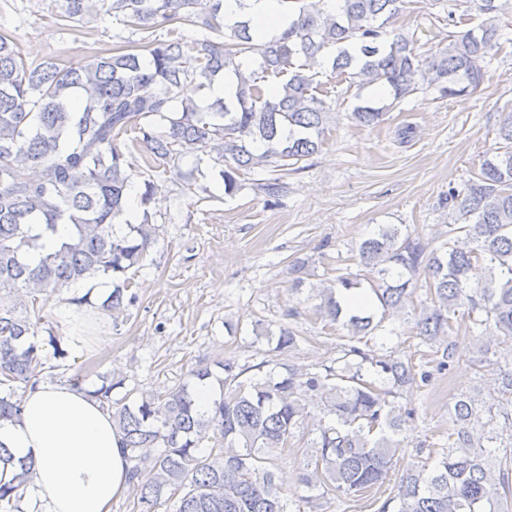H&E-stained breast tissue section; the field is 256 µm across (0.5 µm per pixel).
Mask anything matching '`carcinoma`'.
Listing matches in <instances>:
<instances>
[{
  "label": "carcinoma",
  "mask_w": 512,
  "mask_h": 512,
  "mask_svg": "<svg viewBox=\"0 0 512 512\" xmlns=\"http://www.w3.org/2000/svg\"><path fill=\"white\" fill-rule=\"evenodd\" d=\"M407 0H340L326 15L317 0H290L292 20L281 32L258 41L247 22L224 19L223 0H61L55 23L78 28L104 13L142 33L165 30L149 56L117 50L64 69L54 60L27 62L0 35V421L16 420L22 397L51 368L36 340L43 295L105 275L117 280L101 307L113 317L138 300L128 271L146 261L156 225L146 207L158 191L143 181L138 224H115L126 214L130 176L118 140L135 132L147 163L165 166L182 150L215 154L228 195L239 177L255 168L292 171L317 154L331 112L313 94L322 68L389 89L397 104L425 84L448 95L476 90L490 53L500 48L498 26L489 18L476 29L448 33V43L421 63L409 34L388 25ZM209 36L193 53L175 37L181 26ZM233 70L234 99L204 106L179 99L187 83L204 87ZM282 79L275 96L261 83ZM388 106L356 104L352 118L379 123ZM501 146L484 159L463 190L448 189V204L463 223L448 242L431 251L420 240L386 226L358 247L371 279L336 277L321 290L316 314L348 329L341 347L344 366L303 371L282 365L261 379L233 358L191 370L203 386L219 369L225 392L211 413L197 410V390L182 384L164 392L130 391L112 399L114 383L88 391L106 405L129 452V484L137 512H154L162 497H178L176 512H286L287 503L270 470L269 452L286 448L318 399L331 421L319 427L315 454L302 483L332 493L356 495L379 484L400 450L404 427L415 409L395 405L400 392L428 384L433 372L411 358L381 355L376 331L400 316L411 297L410 281L424 274L429 300L420 303L418 335L432 351L437 372L451 369L456 349L449 340L459 314L490 337H512V111L497 130ZM53 234L70 226L69 238L52 252L32 225ZM369 286L382 308L349 313L342 298ZM33 312L21 315L18 308ZM463 312H458V309ZM448 452L433 465L413 466L397 494L378 512H497L512 492V366L499 367L496 395L486 401L463 394L448 409ZM212 440L206 454L199 448ZM161 452L154 455L152 449ZM30 467L20 464L12 482L0 483V512H24L19 488Z\"/></svg>",
  "instance_id": "1"
}]
</instances>
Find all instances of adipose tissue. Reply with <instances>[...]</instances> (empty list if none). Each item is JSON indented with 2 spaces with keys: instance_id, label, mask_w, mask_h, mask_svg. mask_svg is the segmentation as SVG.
Instances as JSON below:
<instances>
[{
  "instance_id": "ef3b65f1",
  "label": "adipose tissue",
  "mask_w": 512,
  "mask_h": 512,
  "mask_svg": "<svg viewBox=\"0 0 512 512\" xmlns=\"http://www.w3.org/2000/svg\"><path fill=\"white\" fill-rule=\"evenodd\" d=\"M224 17L247 20L261 39L288 23L282 0H224ZM22 405L18 421L0 423V444L34 461L21 489L26 512H111L129 487V462L108 411L82 391L44 380Z\"/></svg>"
}]
</instances>
